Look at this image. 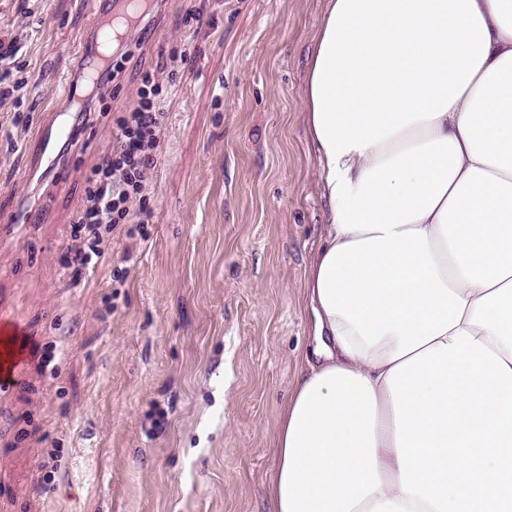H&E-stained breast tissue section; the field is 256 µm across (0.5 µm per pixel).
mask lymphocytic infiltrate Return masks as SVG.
Returning <instances> with one entry per match:
<instances>
[{
  "label": "lymphocytic infiltrate",
  "instance_id": "f902f5d3",
  "mask_svg": "<svg viewBox=\"0 0 512 512\" xmlns=\"http://www.w3.org/2000/svg\"><path fill=\"white\" fill-rule=\"evenodd\" d=\"M166 106L155 71L142 72L136 107L116 118L111 152L85 178L83 206L72 219V243L63 256L72 282L94 270L117 227H124L127 237L148 240L147 180L160 148Z\"/></svg>",
  "mask_w": 512,
  "mask_h": 512
}]
</instances>
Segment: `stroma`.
<instances>
[{
	"instance_id": "35a3bbf8",
	"label": "stroma",
	"mask_w": 512,
	"mask_h": 512,
	"mask_svg": "<svg viewBox=\"0 0 512 512\" xmlns=\"http://www.w3.org/2000/svg\"><path fill=\"white\" fill-rule=\"evenodd\" d=\"M153 3L104 113L51 166L33 135L62 111L97 15L0 0L29 77L22 108L0 102V304L55 354L54 372L29 359L0 390V512H269L283 407L315 345L305 281L328 202L304 97L327 0ZM186 44L192 65L161 71ZM150 69L168 91L150 238L115 230L70 284L85 174ZM23 207L39 221L11 227Z\"/></svg>"
}]
</instances>
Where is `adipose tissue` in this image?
I'll use <instances>...</instances> for the list:
<instances>
[{"mask_svg":"<svg viewBox=\"0 0 512 512\" xmlns=\"http://www.w3.org/2000/svg\"><path fill=\"white\" fill-rule=\"evenodd\" d=\"M329 203L271 512H512V0H330Z\"/></svg>","mask_w":512,"mask_h":512,"instance_id":"1","label":"adipose tissue"}]
</instances>
